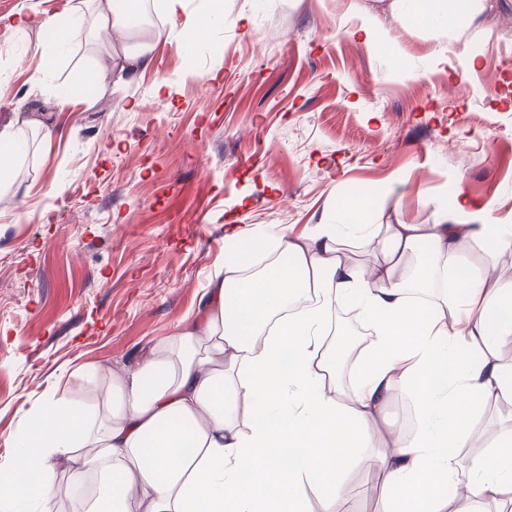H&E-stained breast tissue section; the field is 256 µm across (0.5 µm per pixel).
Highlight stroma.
Instances as JSON below:
<instances>
[{"label":"stroma","mask_w":512,"mask_h":512,"mask_svg":"<svg viewBox=\"0 0 512 512\" xmlns=\"http://www.w3.org/2000/svg\"><path fill=\"white\" fill-rule=\"evenodd\" d=\"M131 45L154 66L118 71L116 33L84 17L66 45L23 17L69 19L75 0H0V119L35 113L51 143L20 129L19 173L0 198V463L56 386L85 399L104 368L132 364L194 312L234 226L267 244L335 221L357 187H382L365 219L430 224L462 190L512 224V0L439 43L372 0H224L185 49L201 0L171 16L142 0ZM250 20V34L234 22ZM389 35L400 54L364 42ZM512 398L482 403L461 462L491 455ZM376 470L347 466L338 512H379ZM168 37L169 35L165 32V30L154 31L152 36L153 44L140 46L134 51L126 43H122L119 47L113 44L112 60L114 61V64H117L119 58H122L124 63L120 66V70H124L126 65L133 67L134 72L137 70H148L153 65L154 61L153 54L151 53L154 46L161 42H165Z\"/></svg>","instance_id":"35a3bbf8"}]
</instances>
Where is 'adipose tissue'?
<instances>
[{
    "mask_svg": "<svg viewBox=\"0 0 512 512\" xmlns=\"http://www.w3.org/2000/svg\"><path fill=\"white\" fill-rule=\"evenodd\" d=\"M487 0H389L403 25L462 34ZM140 0H79L100 29L129 32ZM54 130L24 112L0 122V194L13 178L19 126ZM368 197L351 196L335 223L287 234L251 272L255 232L235 235L195 314L109 370L89 402L47 389L0 469L8 512H53L54 476L65 469L97 483L83 512H306L313 487L333 512L342 453L379 442L370 464L383 479L381 512H449L459 483L456 449L470 445L463 412L512 396L498 347L512 340V287L473 245L494 238L512 251V226L485 220L487 206L455 195L431 224H370ZM378 237L381 263L350 262L343 232ZM429 263L402 270L419 247ZM351 300L374 337L357 361L355 388L336 382L327 359L336 306ZM413 391L419 426L381 431L396 383ZM491 457L471 461V498L512 512V430L492 439Z\"/></svg>",
    "mask_w": 512,
    "mask_h": 512,
    "instance_id": "ef3b65f1",
    "label": "adipose tissue"
}]
</instances>
